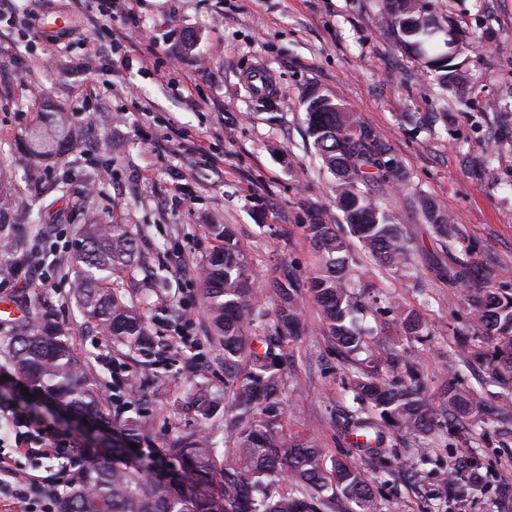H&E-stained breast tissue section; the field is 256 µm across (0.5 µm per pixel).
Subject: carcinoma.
I'll return each instance as SVG.
<instances>
[{
    "label": "carcinoma",
    "instance_id": "obj_1",
    "mask_svg": "<svg viewBox=\"0 0 512 512\" xmlns=\"http://www.w3.org/2000/svg\"><path fill=\"white\" fill-rule=\"evenodd\" d=\"M389 26L419 64L435 72L440 84L453 87L464 75L455 63L461 46L432 19L416 0H387ZM307 122L323 164L335 178L336 206L343 213L348 235L336 231L316 212L304 225L317 257L309 288L324 328L345 358L367 365L357 368L342 386L351 406L345 428L359 437L357 448L381 455L383 429L444 435L448 408L437 409L420 387L401 377L386 380L373 365L369 331L357 318L361 309L351 284V238H356L379 265L404 266L407 239L403 225L362 189V185L393 178L398 162L375 131L356 122L346 107L332 98H310ZM50 133L31 130L27 147L34 156L61 152L70 136L64 115L52 119ZM421 213L437 235L448 243V264L442 270L452 283H469L480 272L465 251L456 248L454 225L425 199ZM219 242L207 257L203 274L205 313L213 331L219 360L224 365V450L204 431L176 435L167 456L199 478L218 485L217 496L202 498L187 485L162 482L155 473L164 461L143 469L117 456L88 454L77 478L56 500L57 512H332L336 498L350 504L349 512H374L373 494L363 470L350 455L327 463L324 450L312 438L292 440L282 433V392L288 341L296 335L305 300L293 272L285 267L272 282L275 312L255 307L252 265L228 224H209ZM137 261L133 237L126 224H86L81 248L72 261L74 292L84 316L112 340L117 349L142 350L152 342L147 322L128 305L112 275ZM485 335L476 337L475 355L491 368L495 380L512 388V291L479 288L469 297ZM408 335H426L427 324L413 311L402 313ZM8 354L31 388L75 412L101 418L104 404L98 378L89 358H80L65 328L46 312L38 326L21 322L6 341ZM448 404L458 417L484 414V404L471 393L448 386ZM198 414L211 418L218 408L204 386L193 394ZM149 433L141 419L126 423V435L137 441ZM289 489H280L284 475Z\"/></svg>",
    "mask_w": 512,
    "mask_h": 512
}]
</instances>
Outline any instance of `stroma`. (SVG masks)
Instances as JSON below:
<instances>
[{
    "label": "stroma",
    "mask_w": 512,
    "mask_h": 512,
    "mask_svg": "<svg viewBox=\"0 0 512 512\" xmlns=\"http://www.w3.org/2000/svg\"><path fill=\"white\" fill-rule=\"evenodd\" d=\"M424 2L471 44L464 89H441L403 51L384 0H132L119 21L103 0H0V238L18 258L52 248L70 259L83 224L128 225L138 259L114 281L155 339L148 350L114 349L80 315L69 269L49 288L11 282L0 299L15 303L21 320L52 310L76 351L92 358L109 413L147 418L152 428L136 450L116 423L88 432L84 415L23 396L16 373L0 382V403L66 433L75 465L103 443L136 462L140 448L166 450L174 435L195 429L189 389L203 384L223 394L224 367L203 283L179 266L202 265L216 245L207 225L228 224L252 262L256 305L273 308L270 285L282 266L308 286L316 266L303 230L309 207L329 223L342 221L334 178L308 133L306 101L318 92L374 130L402 172L370 190L413 242L406 271L377 265L361 249L352 269L379 372L388 374L389 350L398 345L433 400L455 381L484 399L488 413L512 406V393L500 391L486 364L453 343L454 330L477 336L481 329L468 287L437 275L447 246L413 207L419 195L433 201L493 286L512 289V0ZM187 33L197 39L189 55L177 50ZM254 67L269 74L274 99L242 83L241 73ZM51 112L66 114L76 140L64 156L31 157L26 134ZM439 112L447 121L436 120ZM89 154L102 172L92 185L84 181ZM64 180L82 192L83 207L58 199ZM50 207L63 215L53 228L36 221ZM404 309L425 319V342L405 336ZM18 321L0 319V342ZM104 352L110 363L98 362ZM287 354L284 434L315 436L327 459L343 456L350 400L342 385L355 366L312 300ZM131 376L141 391H128ZM384 437V458L357 455L376 512H512L511 424L463 419L444 439L400 429ZM425 447L433 464L418 460ZM473 457L482 463L481 483L451 497V471Z\"/></svg>",
    "instance_id": "1"
}]
</instances>
